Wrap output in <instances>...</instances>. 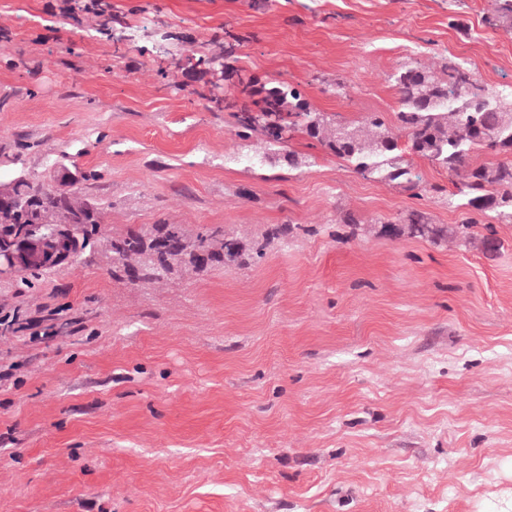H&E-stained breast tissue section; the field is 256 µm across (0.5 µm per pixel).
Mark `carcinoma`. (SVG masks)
Listing matches in <instances>:
<instances>
[{
	"label": "carcinoma",
	"instance_id": "carcinoma-1",
	"mask_svg": "<svg viewBox=\"0 0 512 512\" xmlns=\"http://www.w3.org/2000/svg\"><path fill=\"white\" fill-rule=\"evenodd\" d=\"M390 81L397 89L398 108L393 124L384 115L372 112L361 124L352 126L336 121L323 112H311L302 92L295 86L279 82L267 89L256 111L244 109L237 115V135L250 139L258 134L268 147L283 142V133L303 117L304 132L327 148L354 172L373 181L396 184L412 190L419 176L402 155L399 139L405 135L414 153L452 178L466 171L465 182L456 192L448 193V207L465 208L474 214L491 212L498 221L512 223V163L489 160L472 165L474 153L493 157L512 152V90L490 92L478 83L464 64L448 60L443 70L418 61L396 69ZM45 202L68 212H84L92 205L69 189L60 187L45 196ZM407 233L433 241L445 229L432 224L419 211L405 220ZM100 224L95 220L81 222L80 232L86 250H92ZM174 241V253L159 249V241ZM208 254L209 262L240 263L248 252L263 255L224 229H206L190 241L178 224H157L151 234L129 229L112 237V278L129 279L131 284L149 283L171 273L174 268L201 271L206 263L199 252Z\"/></svg>",
	"mask_w": 512,
	"mask_h": 512
}]
</instances>
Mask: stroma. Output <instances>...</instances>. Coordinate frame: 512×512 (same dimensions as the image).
<instances>
[{"label": "stroma", "mask_w": 512, "mask_h": 512, "mask_svg": "<svg viewBox=\"0 0 512 512\" xmlns=\"http://www.w3.org/2000/svg\"><path fill=\"white\" fill-rule=\"evenodd\" d=\"M88 2L0 0V177L78 167L104 221L0 277V512H512V224L383 232L467 215L408 139L415 192L300 131L247 165L235 118L277 82L389 118L414 60L510 88L493 0ZM162 223L265 254L114 280L113 235ZM403 224H407V233L410 236L429 238L433 241L442 238L446 232L444 228L431 224L419 211H412Z\"/></svg>", "instance_id": "stroma-1"}]
</instances>
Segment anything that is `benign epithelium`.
I'll return each mask as SVG.
<instances>
[{
    "label": "benign epithelium",
    "instance_id": "obj_1",
    "mask_svg": "<svg viewBox=\"0 0 512 512\" xmlns=\"http://www.w3.org/2000/svg\"><path fill=\"white\" fill-rule=\"evenodd\" d=\"M27 179L23 173L0 182V206L16 205L20 223L0 238V277L16 276L35 267H58L76 261L82 254L79 226L58 212H45L36 202L16 197V185Z\"/></svg>",
    "mask_w": 512,
    "mask_h": 512
}]
</instances>
